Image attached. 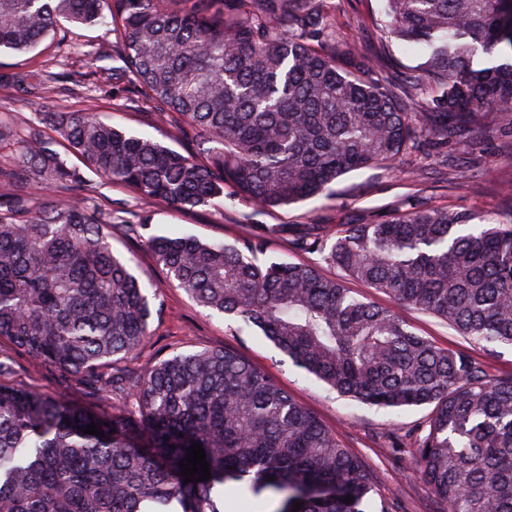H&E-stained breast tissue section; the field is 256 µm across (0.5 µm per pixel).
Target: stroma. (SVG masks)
Segmentation results:
<instances>
[{
  "label": "stroma",
  "mask_w": 512,
  "mask_h": 512,
  "mask_svg": "<svg viewBox=\"0 0 512 512\" xmlns=\"http://www.w3.org/2000/svg\"><path fill=\"white\" fill-rule=\"evenodd\" d=\"M336 6V28L342 37L355 41L364 54L383 53L386 72L392 81H400L403 71L417 66V49L392 41L381 44L374 30L358 27L360 15L378 8V0H332ZM63 40L34 55V62H47L50 72L85 71L84 56L93 45L103 41L101 28L71 25L64 28ZM59 99L72 110L85 109L126 132L155 138L181 149L180 141L166 136L151 124L146 113L122 99H113L93 84L60 91ZM468 171L460 173L443 167L437 158L442 145H426L407 156L398 168H370L342 176L327 198H313L269 212H255L242 205L224 210L198 207L175 210L164 204L149 203L128 196L120 187L91 176L96 195L125 202L126 219H134L143 210H151L154 234H192L209 240L232 243L242 237L259 235L264 225H285L284 233L268 242L269 257L288 262L318 263L326 277H340L337 268L319 264L317 255L293 248L291 241L300 224H337L347 215L358 214L380 219L398 204L409 199H424L432 204L457 210H469L490 223L512 222V199L503 189L512 185V143L488 131H478ZM115 255L133 259L139 273L149 278L157 293L160 310L154 315L150 343L133 361L141 372H148L172 352H193L226 346L236 350L252 364L275 378L301 405L311 409L338 439L358 456L370 473L374 491V512H439L432 490L418 471L410 452L392 455L390 434L406 433L424 426L431 416L427 406L396 410L380 409L340 396L326 384L297 368L261 335L259 330L240 327L231 316H218L199 307L182 289L172 286L157 268L146 249L133 240L122 226L112 228L110 240ZM403 319L420 335L437 345L462 350L477 359L487 357L483 348L438 318L404 308Z\"/></svg>",
  "instance_id": "1"
}]
</instances>
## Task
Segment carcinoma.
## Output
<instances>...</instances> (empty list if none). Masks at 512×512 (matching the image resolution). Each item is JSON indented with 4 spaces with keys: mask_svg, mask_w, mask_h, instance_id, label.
<instances>
[{
    "mask_svg": "<svg viewBox=\"0 0 512 512\" xmlns=\"http://www.w3.org/2000/svg\"><path fill=\"white\" fill-rule=\"evenodd\" d=\"M382 37L420 46L405 72L416 112L336 33L322 0H0V55L37 50L63 23L103 26L90 74L149 107L180 152L94 112H42L0 166V512H227L225 488L273 512H366L372 478L310 409L228 347L175 353L141 374L154 304L109 229L151 225L112 202L71 200L85 171L177 210L257 212L329 196L341 176L395 168L421 140L468 146L491 119L512 141V0H382ZM110 59L112 67L99 62ZM73 75L19 68L0 86L39 104ZM59 193L33 201L31 187ZM423 201L385 219L303 224L292 244L398 306L490 347H512V224ZM235 244L150 235L155 265L196 304L258 329L340 395L384 409L432 405L410 443L442 512H512V375L417 334L304 262L261 259L284 232ZM53 368L54 396L12 383L14 353ZM82 384L79 403L65 393ZM104 436L84 433L90 423ZM203 446L211 478L178 462ZM351 495L350 503L345 497ZM302 508L294 509V501Z\"/></svg>",
    "mask_w": 512,
    "mask_h": 512,
    "instance_id": "obj_1",
    "label": "carcinoma"
}]
</instances>
